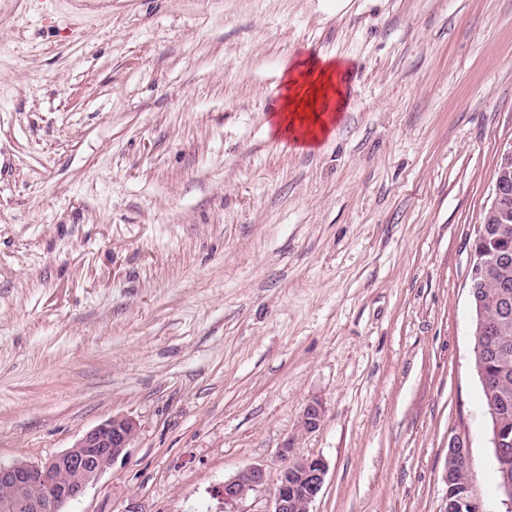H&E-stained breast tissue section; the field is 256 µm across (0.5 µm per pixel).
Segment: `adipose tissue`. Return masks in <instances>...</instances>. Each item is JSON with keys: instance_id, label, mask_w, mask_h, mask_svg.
<instances>
[{"instance_id": "adipose-tissue-1", "label": "adipose tissue", "mask_w": 512, "mask_h": 512, "mask_svg": "<svg viewBox=\"0 0 512 512\" xmlns=\"http://www.w3.org/2000/svg\"><path fill=\"white\" fill-rule=\"evenodd\" d=\"M340 70L339 63L312 55L289 66L280 108L272 115L277 135L316 145L334 134L344 101Z\"/></svg>"}]
</instances>
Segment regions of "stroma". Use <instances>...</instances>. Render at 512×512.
Masks as SVG:
<instances>
[{"mask_svg":"<svg viewBox=\"0 0 512 512\" xmlns=\"http://www.w3.org/2000/svg\"><path fill=\"white\" fill-rule=\"evenodd\" d=\"M302 53L346 67L310 151ZM511 146L512 0H0V461L121 415L67 512H224L288 441L311 512H448L461 437L503 512L467 283ZM340 70L338 62L313 55L289 66L280 108L271 116L276 135L317 145L335 133L344 101ZM324 411L321 403L311 401L307 403L301 413L299 431L311 433L316 431L323 421ZM266 485L267 474L262 466L251 465L242 469L235 476L224 481L220 491L221 498L224 500V511L238 512L235 506L239 502Z\"/></svg>","mask_w":512,"mask_h":512,"instance_id":"35a3bbf8","label":"stroma"}]
</instances>
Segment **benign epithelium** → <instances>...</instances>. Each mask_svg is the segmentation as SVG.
<instances>
[{
	"mask_svg": "<svg viewBox=\"0 0 512 512\" xmlns=\"http://www.w3.org/2000/svg\"><path fill=\"white\" fill-rule=\"evenodd\" d=\"M484 223L477 227V240L488 241L489 224H504L512 213V146L503 151L499 174L493 181L489 203L485 207ZM508 238V231L499 229L493 238L496 246L477 253V260L470 263L468 274L469 294L476 300V318L473 319V335L483 340L502 334L512 317L511 284L500 282L499 301L495 310L488 308L484 300L486 271L494 265H504L512 257L508 250L497 246ZM504 351L476 347V368L481 378H486L485 367L498 360ZM490 442L494 448L493 463L501 473L498 484L506 512H512V435L504 427L501 414L495 404L488 406ZM321 403H307L301 413L299 431H316L323 421ZM138 434L137 422L126 416H114L85 433L76 443L41 463L14 460L0 463V512H63L71 501L78 499L86 488L94 483L123 452L129 448ZM292 444L282 447L285 465L271 492L270 512H310V506L321 492L327 466L320 458H303L291 455ZM469 444L456 437L448 444V460H468ZM267 485L263 467L251 465L224 481L221 498L227 512H236L235 506L252 492ZM450 512H484L470 488L455 492L450 502Z\"/></svg>",
	"mask_w": 512,
	"mask_h": 512,
	"instance_id": "1",
	"label": "benign epithelium"
}]
</instances>
